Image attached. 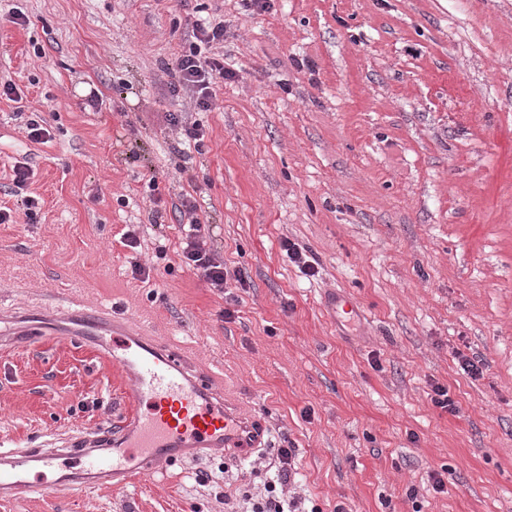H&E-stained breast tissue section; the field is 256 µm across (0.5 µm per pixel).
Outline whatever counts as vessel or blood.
<instances>
[{
	"label": "vessel or blood",
	"mask_w": 512,
	"mask_h": 512,
	"mask_svg": "<svg viewBox=\"0 0 512 512\" xmlns=\"http://www.w3.org/2000/svg\"><path fill=\"white\" fill-rule=\"evenodd\" d=\"M108 311L80 304L69 338L79 344L98 335ZM113 364L129 380L132 410L119 432L102 426L68 439L60 448L0 452V496L35 492L60 496L94 485L127 484L135 477L194 457L246 443L252 426L224 405L222 391L201 374L190 372L181 356L166 345L117 336Z\"/></svg>",
	"instance_id": "b4317fda"
}]
</instances>
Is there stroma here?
Returning <instances> with one entry per match:
<instances>
[{
    "mask_svg": "<svg viewBox=\"0 0 512 512\" xmlns=\"http://www.w3.org/2000/svg\"><path fill=\"white\" fill-rule=\"evenodd\" d=\"M198 19L223 22L232 73L207 112L166 71ZM8 81L22 100L0 97V444L58 445L126 413L98 344L63 335L80 303L179 352L260 439L244 477L185 461L0 512H247L282 448L303 512H512V0H0ZM170 112L203 124V152ZM34 114L46 142L25 136ZM18 161L32 219L7 193ZM186 197L236 273L224 292L176 254ZM39 307L59 315L40 325L53 339L23 345ZM438 383L457 413L432 404Z\"/></svg>",
    "mask_w": 512,
    "mask_h": 512,
    "instance_id": "stroma-1",
    "label": "stroma"
}]
</instances>
